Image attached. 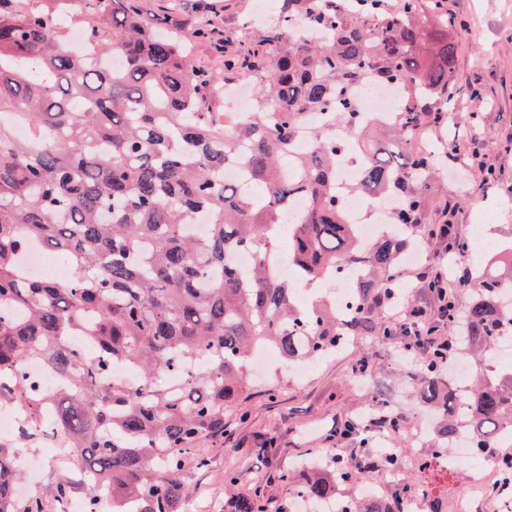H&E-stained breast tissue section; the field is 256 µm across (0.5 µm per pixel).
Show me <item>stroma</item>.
<instances>
[{"label": "stroma", "mask_w": 512, "mask_h": 512, "mask_svg": "<svg viewBox=\"0 0 512 512\" xmlns=\"http://www.w3.org/2000/svg\"><path fill=\"white\" fill-rule=\"evenodd\" d=\"M259 0H140L145 15L166 10L175 27L193 30L201 18L210 19L216 31L232 33L256 14ZM452 21L449 34L464 31L457 43L456 68L448 80V121L416 133L413 146L436 141V162L445 182L434 191L426 224H455L467 239L479 236V219L490 223V236L512 240V153L497 151V143L512 140V0H444ZM484 92V100L472 98L473 90ZM477 142L496 167L493 181L471 157L465 156L469 142ZM454 211H447V204ZM367 361L390 412L413 425L423 416L416 396L401 382L402 362L395 351L384 350L371 340L348 345L335 357L317 362L300 378L288 370L278 373L281 389L269 395L256 387L251 395L224 414V437L207 442L212 460L208 470L186 468L190 493L199 498L231 497L261 487L267 512H281L296 501L291 485L279 474L294 467L313 451L342 447L346 457L358 456V440L340 444L336 425L349 419L360 428H372L363 391L349 375L355 365ZM16 446L36 456L38 467L28 474L20 494L38 493L45 512H59L53 491L69 484L70 496L78 486L70 485L71 474L57 460L52 436L16 439ZM234 469L237 481L224 488L225 469Z\"/></svg>", "instance_id": "stroma-1"}]
</instances>
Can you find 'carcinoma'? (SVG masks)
Instances as JSON below:
<instances>
[{"label":"carcinoma","instance_id":"carcinoma-1","mask_svg":"<svg viewBox=\"0 0 512 512\" xmlns=\"http://www.w3.org/2000/svg\"><path fill=\"white\" fill-rule=\"evenodd\" d=\"M279 0L283 23L261 30L240 54L224 55V73L256 90V123L226 131L206 107L222 91L212 72L191 62L192 43L211 38L199 28L171 31L159 15L145 20L136 0H76L91 15L84 50L56 26L71 0L39 11L0 0V394L1 382L23 374L32 359L62 381L44 392L19 394L29 413L52 412L78 470L108 488L112 512H174L188 493L185 461L211 466L202 444L224 437V410L252 389L247 365L260 347L288 362L331 354L343 337L368 336L389 348L417 340L415 326L380 317L382 289L395 284L402 250L419 237L431 203L434 155L412 148L430 104L448 90L456 44L448 39L442 0H356L355 13L329 2ZM375 15L369 26L365 17ZM329 29L326 42L300 39L288 21ZM120 57L117 64L107 60ZM400 84L410 106L390 125L356 129L365 164L345 190L399 199L392 225L366 247L336 202L341 146L316 139L295 168L282 159L293 148L301 114L339 106L359 111L358 83ZM28 129L17 138L14 126ZM237 165L260 191L224 185ZM296 196L307 208L296 223L283 210ZM209 218L203 239L186 231ZM288 240V257L278 245ZM64 255L75 275L66 282L22 277L29 242ZM466 239L448 238L455 264L469 270L470 297L448 294V324L456 327L451 356L419 350L404 381L431 415L434 439L404 486L453 452L455 436L496 450L512 434V366H490L512 308V250L475 264ZM251 253L241 280L230 253ZM284 261L292 278L278 275ZM348 265L364 276L353 312L337 322L336 307L296 300L292 279L323 280ZM85 343H71L74 335ZM465 355L482 365L466 395L446 381L448 363ZM123 363L135 381L118 379ZM380 422L392 423L381 394L368 397ZM14 448L0 443V512H43L39 496L14 500L22 477ZM395 460L367 451L351 461L313 457L282 477L314 504L336 497L344 479L361 482ZM227 512H266L257 493ZM345 512H408L398 495L356 499Z\"/></svg>","mask_w":512,"mask_h":512}]
</instances>
